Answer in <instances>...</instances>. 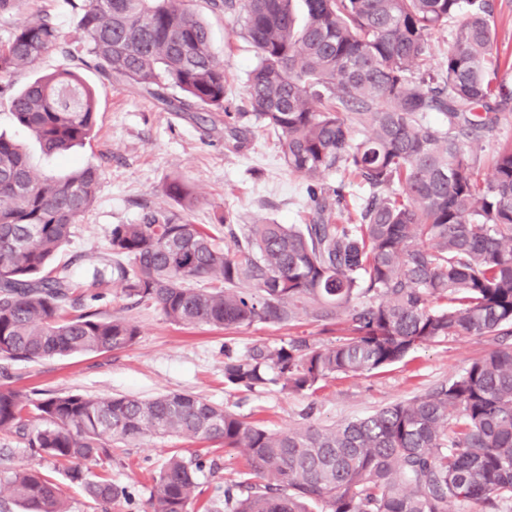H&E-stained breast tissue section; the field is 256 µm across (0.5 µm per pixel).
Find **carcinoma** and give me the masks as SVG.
<instances>
[{
	"instance_id": "obj_1",
	"label": "carcinoma",
	"mask_w": 512,
	"mask_h": 512,
	"mask_svg": "<svg viewBox=\"0 0 512 512\" xmlns=\"http://www.w3.org/2000/svg\"><path fill=\"white\" fill-rule=\"evenodd\" d=\"M65 3L79 17L81 54L46 16L19 20L0 41V96L47 152L91 139L98 100L88 71L172 112L215 113L235 150L251 123L273 129L284 165L306 181L307 224H234L226 214L195 224V198L173 178L163 195L180 209L150 207L135 224L112 225V274L125 296L178 326L345 325L330 345L291 339L242 352L224 343L225 386L312 395L337 374L377 371L449 337L497 345L446 383L330 427L273 432L183 392L34 398L1 386L0 432L19 435L104 507L125 491L82 464L153 435L245 450L253 480L224 488V512H452L465 503L498 512L512 502V141L480 171L512 100L497 83L493 0H208L236 14L256 49L249 112L232 111L210 30L188 0ZM451 20L452 46L435 71L428 37ZM53 50L63 64L12 92L13 74ZM349 177L372 193L338 224ZM100 180L91 164L40 178L0 134L1 359L135 343L130 321L76 312V285L51 268ZM202 467L198 455H171L150 512H188ZM3 493L22 512H71L36 467L12 470Z\"/></svg>"
}]
</instances>
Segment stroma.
Wrapping results in <instances>:
<instances>
[{
	"label": "stroma",
	"mask_w": 512,
	"mask_h": 512,
	"mask_svg": "<svg viewBox=\"0 0 512 512\" xmlns=\"http://www.w3.org/2000/svg\"><path fill=\"white\" fill-rule=\"evenodd\" d=\"M190 7L208 25L213 52L224 67L227 93L233 105L245 97V74L256 61L255 48L233 16L212 11L206 0ZM48 16L66 37H73L77 21L63 0H24L20 11L0 14V40H6L19 18ZM85 79L96 90L98 116L92 138L67 156L46 153L25 128L18 125L7 100L0 99V133L23 148L33 172L40 177L64 176L71 166L92 164L102 172L97 198L74 225L69 243L56 262L85 292L101 293L95 304L101 316H118L139 329L136 343L121 351L44 358L35 361L0 359V385L27 392L80 393L149 398L167 392H188L223 404L247 420L284 431L310 413L315 425L363 417L390 404L409 399L447 382L492 346L485 338L462 336L421 346L404 361L367 374H339L316 395L271 389L261 393L233 390L224 385L225 331L209 327L184 329L169 323L153 305L134 303L118 282L105 276L93 282V269L111 262L109 233L113 225L139 221L143 205H163L161 189L171 178L184 181L196 205L192 219L215 223L232 213L239 223L274 219L282 224L304 223L309 212L305 181L283 165L273 132L253 125L246 148L237 151L224 143L223 130L213 129L206 112H169L128 86L108 83L93 73ZM304 336L325 343L333 335L320 325L257 324L235 333L239 348L274 344ZM190 458L203 455L206 464L196 474L197 499L189 512L204 503H223L226 483L242 480L246 455L224 451L217 443L186 438L147 437L115 449L110 461L98 464L127 497L110 505V512H146L153 478L172 453ZM32 465L53 475L70 497L72 512H101L70 484L51 461L31 454L22 440L0 434V479L12 469Z\"/></svg>",
	"instance_id": "1"
}]
</instances>
